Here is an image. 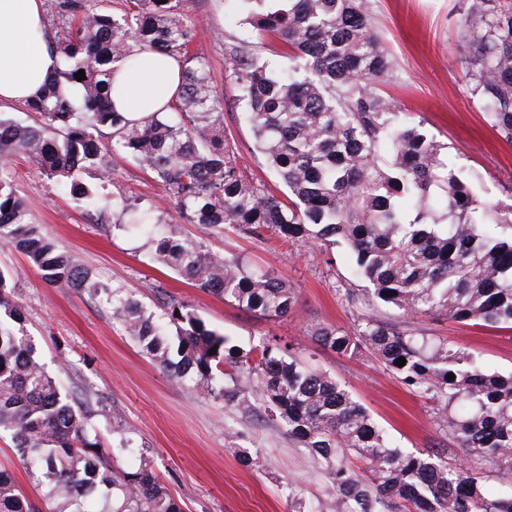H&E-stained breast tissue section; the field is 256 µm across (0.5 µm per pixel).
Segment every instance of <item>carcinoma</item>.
<instances>
[{
    "label": "carcinoma",
    "mask_w": 512,
    "mask_h": 512,
    "mask_svg": "<svg viewBox=\"0 0 512 512\" xmlns=\"http://www.w3.org/2000/svg\"><path fill=\"white\" fill-rule=\"evenodd\" d=\"M237 2L257 40L231 37L225 55L256 148L287 200L237 166L223 103L180 0H133L118 13L57 0L62 34L48 44L57 65L43 94L25 104L37 121L0 113V239L50 283L104 299L172 379L223 399L245 419L261 411L285 430L330 485L313 512H512V373L434 344L421 328L434 319L512 329V202L492 199L376 91L392 78L393 64L368 0ZM461 27L471 95L512 143V0H465ZM268 40L279 43L287 65L263 59L259 48ZM142 50L178 60L181 84L168 109L134 119L114 107L112 80ZM80 70L86 79L75 78ZM121 155L208 236L233 229L346 246L366 282L346 289L348 304L360 309L356 330L318 323L311 337L338 354L368 351L409 390L435 401V424L456 447L399 448L348 391L301 368L278 344L245 349L170 295L157 314L93 279L43 233L11 186V161L26 156L88 212L100 214L109 202L129 211V202L104 193ZM86 170L99 185L80 181ZM153 259L246 312L275 320L295 311L297 296L285 283L211 252L177 224L153 239ZM22 320L0 271V435L10 436L21 467L45 487L36 502L0 469V512H183L148 462L129 470L100 443L88 403L48 373ZM352 458L364 462L366 476L351 468ZM491 477L499 490L486 488Z\"/></svg>",
    "instance_id": "cac0c4a2"
}]
</instances>
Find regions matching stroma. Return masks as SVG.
Instances as JSON below:
<instances>
[{"instance_id": "obj_1", "label": "stroma", "mask_w": 512, "mask_h": 512, "mask_svg": "<svg viewBox=\"0 0 512 512\" xmlns=\"http://www.w3.org/2000/svg\"><path fill=\"white\" fill-rule=\"evenodd\" d=\"M373 25L394 64L384 91L422 123L459 166L473 171L497 199L512 201V144L488 126L462 77L467 54L459 49L464 0H371ZM194 23L196 49L206 57L211 81L223 99L224 133L234 144L238 167L255 183L284 196L285 189L256 150L253 133L225 60L228 36L252 38L253 30L231 0H181ZM17 194L41 224L81 266L101 281L124 289L149 310L165 295L189 305L211 328L242 343L277 340L304 366L329 375L348 390L395 445L422 451L443 441L434 423L436 404L415 396L370 354L348 359L315 343L310 327L325 322L353 330L357 313L344 291L360 287L347 248H319L302 239L269 235L257 240L228 230L207 243L227 257L244 259L295 288L298 304L285 319L246 312L194 287L152 260V235L181 224L184 234L202 228L182 223L166 204L160 186L129 157H117L108 190L129 199L154 219L151 234L122 230L117 210L89 214L69 191L49 181L25 159L11 168ZM0 271L15 285L14 301L48 370L66 389L89 397L91 423L105 446L130 441L121 456L134 469L149 460L156 476L181 502L184 512H294L324 498L328 484L298 443L261 417L241 419L223 400L207 398L169 377L142 354L108 303L72 288L46 282L27 257L0 241ZM432 337L476 353L488 366L512 372V329L425 321ZM236 426V447L224 442L225 425ZM254 463L242 465L240 453ZM296 498H289V485Z\"/></svg>"}]
</instances>
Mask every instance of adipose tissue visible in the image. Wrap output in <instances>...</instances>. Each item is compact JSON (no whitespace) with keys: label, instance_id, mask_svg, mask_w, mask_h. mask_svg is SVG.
<instances>
[{"label":"adipose tissue","instance_id":"obj_1","mask_svg":"<svg viewBox=\"0 0 512 512\" xmlns=\"http://www.w3.org/2000/svg\"><path fill=\"white\" fill-rule=\"evenodd\" d=\"M47 46L43 0H0V104L33 99L53 72ZM179 64L149 51L122 68L113 97L132 115L166 109L177 98Z\"/></svg>","mask_w":512,"mask_h":512}]
</instances>
